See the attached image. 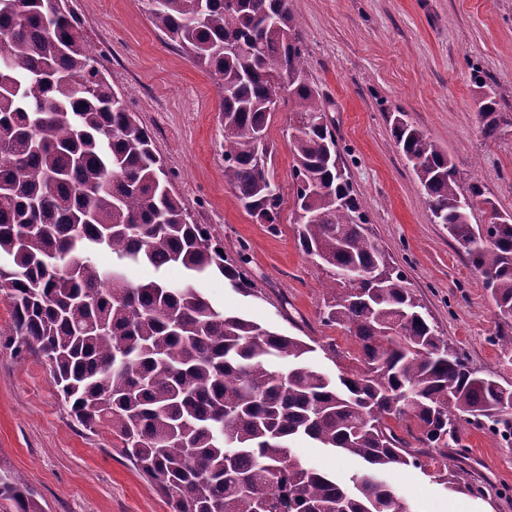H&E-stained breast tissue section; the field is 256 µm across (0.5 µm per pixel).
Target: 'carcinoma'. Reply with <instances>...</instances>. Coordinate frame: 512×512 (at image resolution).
<instances>
[{
	"label": "carcinoma",
	"mask_w": 512,
	"mask_h": 512,
	"mask_svg": "<svg viewBox=\"0 0 512 512\" xmlns=\"http://www.w3.org/2000/svg\"><path fill=\"white\" fill-rule=\"evenodd\" d=\"M142 2L215 76L224 181L274 233L270 97L288 91L299 244L328 269L321 320L355 337L361 367L333 379L308 365L310 344L216 307L192 283L130 278L145 264L181 267L255 295L241 260L172 192L149 132L56 0H0V293L19 350L45 360L80 426L111 428L171 512H398L378 474L432 465L449 490L478 492L466 427L511 448L512 388L448 347L369 237L289 0ZM497 106L496 93L481 98L487 139L505 123ZM390 122L434 221L512 318V215L471 223L479 186L464 195L447 154L403 113ZM101 247L128 273L99 267ZM304 439L358 459L352 486L304 463ZM0 506L43 512L25 479L2 470Z\"/></svg>",
	"instance_id": "cac0c4a2"
}]
</instances>
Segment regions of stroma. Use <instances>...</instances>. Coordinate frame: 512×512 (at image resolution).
Masks as SVG:
<instances>
[{
    "label": "stroma",
    "instance_id": "obj_1",
    "mask_svg": "<svg viewBox=\"0 0 512 512\" xmlns=\"http://www.w3.org/2000/svg\"><path fill=\"white\" fill-rule=\"evenodd\" d=\"M68 7L113 89L149 130L174 193L196 223L223 237L228 254L247 259L257 295L242 296L212 276L200 283L206 296L270 330L313 339L309 361L326 374L337 373L326 345L353 365L354 337L320 319L328 273L303 253L292 219L288 106L269 126V173L283 196L274 234L224 181L220 93L211 76L151 25L142 0H68ZM290 7L308 78L325 102L369 234L406 274L449 346L480 375L512 385V353L493 341L512 336V322H504L482 275L434 223L389 122L390 113H404L447 153L462 190L480 187L472 223H490L495 210L512 214V0H290ZM486 90L496 92L505 119L493 140L483 137L477 117ZM11 322V306L0 298V469L21 474L44 512H170L107 427L91 432L71 421L46 363L15 351ZM465 442L481 496L447 490L434 471L402 469L388 480L411 512H429L435 502L450 512H512V448L474 427ZM297 453L344 485L358 468L305 442Z\"/></svg>",
    "mask_w": 512,
    "mask_h": 512
}]
</instances>
